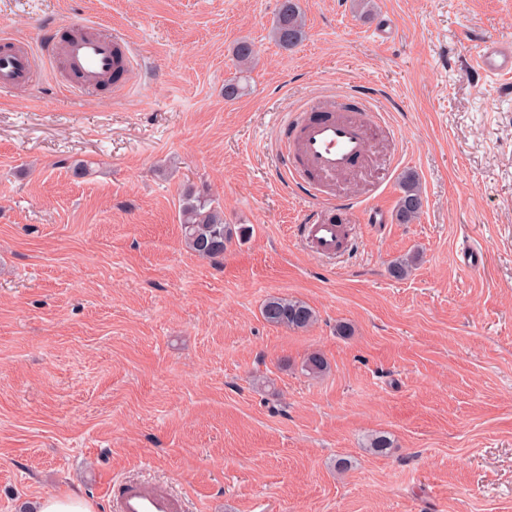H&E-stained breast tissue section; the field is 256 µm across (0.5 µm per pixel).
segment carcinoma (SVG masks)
I'll list each match as a JSON object with an SVG mask.
<instances>
[{
    "mask_svg": "<svg viewBox=\"0 0 512 512\" xmlns=\"http://www.w3.org/2000/svg\"><path fill=\"white\" fill-rule=\"evenodd\" d=\"M304 34V16L297 0H281L270 30L271 38L279 46L290 49L303 40ZM254 55V46L249 41H240L233 48V59L241 72L251 67ZM401 191L396 219L401 224H409L419 217L424 204L414 174L403 176ZM181 229L185 247L212 260L224 258V244L233 237V229L224 223L223 209L208 196L187 195L181 209ZM262 316L270 325L291 330H305L317 320L315 311L307 303L279 296L266 299ZM328 369L327 359L319 352L309 354L302 363V370L313 376H319Z\"/></svg>",
    "mask_w": 512,
    "mask_h": 512,
    "instance_id": "obj_1",
    "label": "carcinoma"
}]
</instances>
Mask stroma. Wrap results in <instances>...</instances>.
Wrapping results in <instances>:
<instances>
[{"mask_svg": "<svg viewBox=\"0 0 512 512\" xmlns=\"http://www.w3.org/2000/svg\"><path fill=\"white\" fill-rule=\"evenodd\" d=\"M278 2L0 0V35L90 22L142 59L118 94L71 91L61 66L0 92V512L76 489L111 512L113 482L137 476L187 512H512V91L468 64L479 39L512 40V0H372L366 18L298 0L291 50L269 37ZM360 86L382 116L373 152L324 192L354 203L358 244L320 260L275 124ZM407 170L419 220L365 224L370 199L396 211ZM190 192L249 239L219 261L188 251ZM465 236L480 273L456 261ZM271 296L316 322L269 325ZM313 352L319 377L301 370ZM456 256L459 265L469 272H479L487 263V254L484 249L471 241L463 240L458 246Z\"/></svg>", "mask_w": 512, "mask_h": 512, "instance_id": "obj_1", "label": "stroma"}]
</instances>
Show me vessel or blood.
<instances>
[{"mask_svg":"<svg viewBox=\"0 0 512 512\" xmlns=\"http://www.w3.org/2000/svg\"><path fill=\"white\" fill-rule=\"evenodd\" d=\"M122 34L102 36L91 23H76L65 41L50 39L43 47L48 57H60L73 75L74 90L82 92L112 79L115 90H123L125 79L135 67L132 50L126 49ZM36 66L32 44L10 41L0 49V91L9 92L29 84ZM471 71L475 77L500 82L502 90L512 89V43L495 39L480 42ZM356 115L352 118L328 116L299 110L280 124L279 162L290 184L302 193L319 196L330 177L358 170L370 155L373 144L368 129L376 116L371 96L361 90L348 94ZM350 205H324L306 215L296 227L297 234L312 253L323 260L345 254L352 245V233L345 217ZM457 261L467 271L485 268L487 254L471 241L461 242ZM113 512H184L183 499L157 483L124 479L110 493Z\"/></svg>","mask_w":512,"mask_h":512,"instance_id":"vessel-or-blood-1","label":"vessel or blood"}]
</instances>
